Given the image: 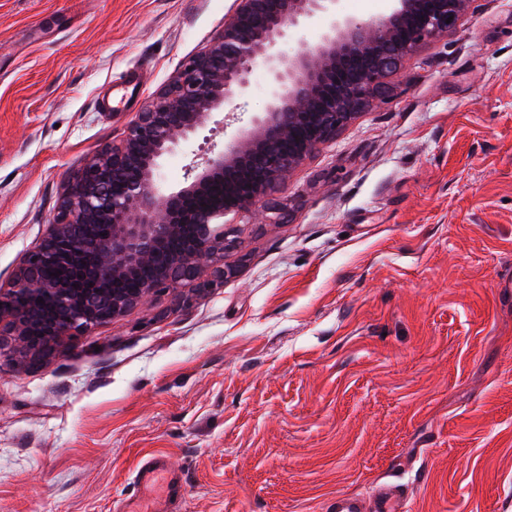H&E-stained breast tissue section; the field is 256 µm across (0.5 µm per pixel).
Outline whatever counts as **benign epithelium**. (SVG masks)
Instances as JSON below:
<instances>
[{
    "label": "benign epithelium",
    "instance_id": "benign-epithelium-1",
    "mask_svg": "<svg viewBox=\"0 0 512 512\" xmlns=\"http://www.w3.org/2000/svg\"><path fill=\"white\" fill-rule=\"evenodd\" d=\"M471 0H394L377 23L345 17L336 0H237L224 31L186 59L175 78L68 181L40 242L0 286V354L5 336L37 358L191 281L224 250L226 217L258 204L317 146L332 138L422 44L448 33ZM320 13L327 30L310 49L284 54L288 30ZM451 22H446V19ZM267 74L268 108L235 129L220 151L194 154L183 186L157 181L160 160L184 150L224 105ZM51 265L62 274L43 278ZM133 281L135 287L122 284ZM43 300L44 311L16 303Z\"/></svg>",
    "mask_w": 512,
    "mask_h": 512
}]
</instances>
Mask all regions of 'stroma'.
Returning <instances> with one entry per match:
<instances>
[{
    "label": "stroma",
    "instance_id": "35a3bbf8",
    "mask_svg": "<svg viewBox=\"0 0 512 512\" xmlns=\"http://www.w3.org/2000/svg\"><path fill=\"white\" fill-rule=\"evenodd\" d=\"M235 0H0V284L70 177ZM223 276L0 357V512H116L150 453L180 512H512V0H472L234 217ZM407 485L376 481L366 496L338 493L326 505L327 512H407Z\"/></svg>",
    "mask_w": 512,
    "mask_h": 512
}]
</instances>
